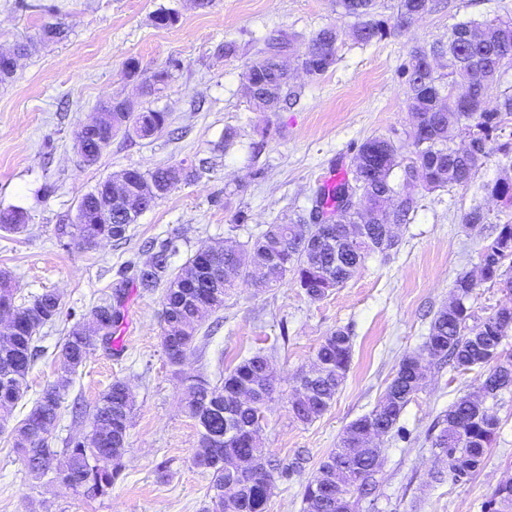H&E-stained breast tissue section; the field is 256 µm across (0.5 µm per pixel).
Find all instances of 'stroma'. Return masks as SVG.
<instances>
[{"instance_id": "1", "label": "stroma", "mask_w": 512, "mask_h": 512, "mask_svg": "<svg viewBox=\"0 0 512 512\" xmlns=\"http://www.w3.org/2000/svg\"><path fill=\"white\" fill-rule=\"evenodd\" d=\"M173 9L178 20L155 26L153 16ZM512 19V0H436L403 29L369 44L349 35L351 21L336 0H0V51L26 43L12 79L0 85V209L23 207L26 231H0V270L9 272L16 304L54 291L62 313L39 332L41 355L12 420L26 417L43 389L62 376L58 352L70 329L114 285L128 281L125 318L111 346L96 345L61 392L50 432L56 447L90 429L91 414L113 380L136 395L123 471L110 494L86 498L61 481L34 479L0 431V512H209L210 477L192 459L200 426L181 408L182 379L217 381L226 369L259 349H273L276 391L260 430L263 448L286 466L297 454L301 472L277 478L268 512H303L302 487L335 448L345 428L377 404L408 353L421 349L435 312L454 296L457 276L478 274L485 246L500 224L512 223V204L487 186L512 179V158L501 146L508 131L493 132L488 156L467 186L423 193L398 244L366 258L342 287L311 300L293 283L258 287L242 279L203 325L197 350L172 366L161 345L162 288L134 284L150 242L173 240L172 268L201 247L253 240L267 224L308 213L319 185L350 173L360 144L375 136L404 139L410 128L401 65L420 45L446 39L460 21ZM61 25L64 40L44 43L46 26ZM339 34L336 63L320 78L299 69L308 41L323 27ZM295 36L296 105L255 111L244 73L272 35ZM236 42V56L217 48ZM136 60L137 75L126 63ZM181 62L164 89L147 94L154 72ZM108 98H132L168 112L166 129L147 139L116 135L93 165L78 152L77 133ZM212 162L202 179L178 185L125 238L88 248L73 234L80 197L127 169ZM487 220L465 222L474 206ZM341 329L352 339V361L332 405L309 423L296 420L289 400L299 373L308 371L323 337ZM480 386L477 371L431 362L424 387L408 403L397 430L381 439L378 496L357 512H483L496 486L512 478V391L489 403L498 421L495 441L466 481L435 482L442 464L427 439L448 406Z\"/></svg>"}]
</instances>
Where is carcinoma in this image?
I'll list each match as a JSON object with an SVG mask.
<instances>
[{"mask_svg": "<svg viewBox=\"0 0 512 512\" xmlns=\"http://www.w3.org/2000/svg\"><path fill=\"white\" fill-rule=\"evenodd\" d=\"M341 14L354 19L352 35L369 44L388 34L386 23L377 18V0H336ZM432 0H398L393 28L401 29L427 12ZM292 50V40L281 35L265 41L247 67L244 77L250 98L261 112H274L288 106L295 94L282 57ZM338 33L332 26L317 32L310 40L308 53L301 61L310 77L323 75L337 60ZM433 56L447 58L448 75L422 73L421 61ZM497 58L506 65L512 62V21H461L448 32L447 41L418 46L403 64L407 107L413 119L408 132L409 161L398 167L396 156L402 150L393 140L375 137L363 142L356 155L353 177L334 184H324L315 192L326 208H336L343 197L361 192L359 203L341 210L342 224H371L367 239L353 245L344 239L339 227H323L312 217H300L285 224H269L251 243L239 248L215 245L196 251L174 272L169 259L176 252L171 240L150 244L151 256L138 267L139 286L150 290L164 286L161 326L162 348L174 366L182 365L196 350L197 332L202 323L224 307L235 279L256 270L262 286L280 285L285 278L312 300H320L346 283L353 272L375 252L396 245L382 238L386 224H405L418 204L419 191L444 187H464L473 176L480 160L488 154L491 132L512 117V94L502 95L493 109L481 106L497 77L489 62ZM461 88L469 91L471 101L463 109L448 108V92ZM98 111L107 120L87 141H78L83 162L94 164L122 133L146 139L162 131L169 113L138 107L133 112L126 101L113 99L100 104ZM470 139L472 150L461 154L449 145L451 131ZM398 181H393L395 168ZM210 170L209 159L190 166L170 165L148 172L125 171L120 194L109 198L110 180L99 182L85 193L77 206L75 237L91 248L100 239H122L130 225L151 209L180 183L199 179ZM493 197L512 203V179L501 178L490 189ZM112 203V223H105L101 207ZM27 215L14 207L0 210V231L20 233L26 229ZM500 255H485L483 280L503 285L512 291V273L502 270ZM127 282L115 286L112 302L94 306L75 324L62 344L59 362L63 375L60 383L44 389L27 416L12 428L14 448L29 473L42 478L51 472L61 482L88 497L108 494L122 469L128 429L136 397L126 382L117 379L102 394L92 414L91 430L66 441L58 451L45 437L59 417L61 389L68 376L78 372L95 342H112V330L123 319L121 311ZM13 310V320L0 332V429L13 416V410L27 393V376L40 352L37 334L62 313V301L54 291L36 296L26 305H15L11 278L0 274V307ZM472 314L466 304L445 306L437 311L429 327L423 350L433 352L434 359L450 361L463 371L482 370L480 392L483 396H464L448 407L437 421L439 430L430 436L436 457L448 469L453 482L468 479L484 460L497 429V421L486 407L512 390V368L504 370L493 362L490 351L512 331V306L500 308L482 321L469 324ZM422 350L405 355L386 386L375 408L352 421L336 448L319 462L317 475L304 486V512H354L359 500L375 496L374 474L382 449L371 448L365 455L353 449L363 447L368 431L376 426L384 433L392 431L400 416L418 393L424 373L418 366ZM352 359L351 337L342 329L324 338L315 354L320 375L310 380L298 377L302 388L290 400L294 417L309 422L326 411L346 381ZM276 371L263 350L242 360L224 373L216 384L200 377L189 380L183 411L201 427L199 448L193 463L211 475L210 497L213 512H225L224 493L232 492L238 512H268L276 477L288 475L289 468L272 463L259 439L264 410L275 391ZM244 384L255 385L250 401L241 403L238 390ZM102 462H97L101 453ZM487 512H512V488L497 489Z\"/></svg>", "mask_w": 512, "mask_h": 512, "instance_id": "1", "label": "carcinoma"}]
</instances>
